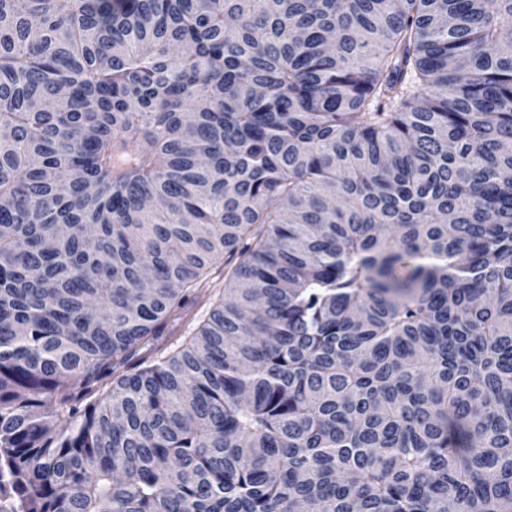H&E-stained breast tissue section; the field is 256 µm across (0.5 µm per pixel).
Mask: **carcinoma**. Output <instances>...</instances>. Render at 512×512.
<instances>
[{
	"label": "carcinoma",
	"mask_w": 512,
	"mask_h": 512,
	"mask_svg": "<svg viewBox=\"0 0 512 512\" xmlns=\"http://www.w3.org/2000/svg\"><path fill=\"white\" fill-rule=\"evenodd\" d=\"M2 475L512 512V0H0ZM207 313V305H203V303L190 307L189 313L185 319H181L180 321L175 320L174 323L172 322L168 326L160 342L164 341L165 338L171 336H174L172 337L173 339L179 338V336H185V334H187V332L193 326L199 324L200 320L207 316ZM193 318L194 320L192 321V324L190 326H187L188 322L191 321ZM168 330L169 333L167 332Z\"/></svg>",
	"instance_id": "cac0c4a2"
}]
</instances>
